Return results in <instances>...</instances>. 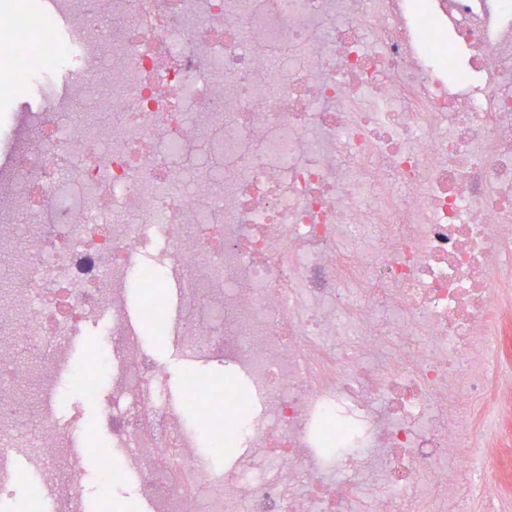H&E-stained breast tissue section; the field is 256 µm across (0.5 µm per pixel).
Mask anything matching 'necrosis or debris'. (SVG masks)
<instances>
[{"mask_svg":"<svg viewBox=\"0 0 512 512\" xmlns=\"http://www.w3.org/2000/svg\"><path fill=\"white\" fill-rule=\"evenodd\" d=\"M0 0L44 89L0 119V512L26 456L152 512H512V0ZM186 283L179 337L239 380L215 467L127 328L143 273ZM104 321L96 429L36 415L67 340ZM36 359L23 357V350ZM122 467L72 463L94 430ZM498 477H482L488 460Z\"/></svg>","mask_w":512,"mask_h":512,"instance_id":"4bbe7bcc","label":"necrosis or debris"}]
</instances>
